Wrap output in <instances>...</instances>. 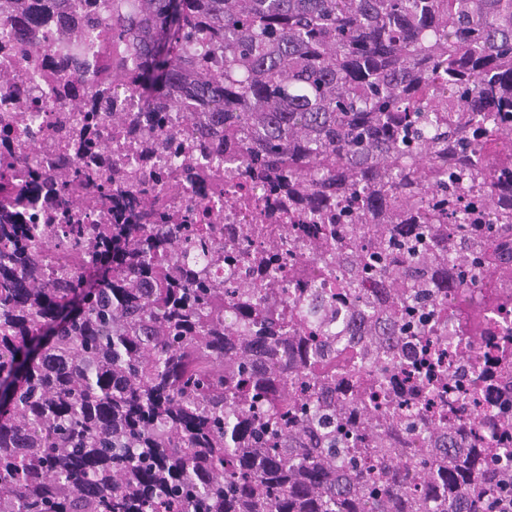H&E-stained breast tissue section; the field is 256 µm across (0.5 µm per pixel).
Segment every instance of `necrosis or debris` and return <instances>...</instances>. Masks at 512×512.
Wrapping results in <instances>:
<instances>
[{
  "instance_id": "obj_1",
  "label": "necrosis or debris",
  "mask_w": 512,
  "mask_h": 512,
  "mask_svg": "<svg viewBox=\"0 0 512 512\" xmlns=\"http://www.w3.org/2000/svg\"><path fill=\"white\" fill-rule=\"evenodd\" d=\"M112 0H35L31 9L15 10L12 0H0V163L6 175L24 182L30 189V203L21 207L25 224H44L49 212L46 196L62 195L52 177L62 168L81 162L78 149L84 139L81 125L69 122L73 97L84 100V109L101 114L98 143L104 165L116 164L127 171L141 172L140 141L126 138L104 121L106 112L142 111L138 94L112 88V52L117 46L112 35ZM28 64L25 82L13 79L20 64ZM205 200L221 224H245L250 214L225 210L221 200L207 196L200 184L169 173L162 201L171 210L183 212L189 203ZM512 293V280H487L479 287L463 290L449 282L442 291L455 318L441 323L438 336L444 347H430L441 354L449 370L460 372V391L476 402L457 429L445 441L452 448L466 447L476 436L489 433L483 414L490 398L474 393L472 382L491 366L494 350L476 342L466 359L459 361L454 345L461 336V320L481 313L485 321L512 322V310L494 306L497 294Z\"/></svg>"
}]
</instances>
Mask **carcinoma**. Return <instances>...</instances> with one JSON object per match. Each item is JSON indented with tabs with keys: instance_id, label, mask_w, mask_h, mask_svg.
Instances as JSON below:
<instances>
[{
	"instance_id": "1",
	"label": "carcinoma",
	"mask_w": 512,
	"mask_h": 512,
	"mask_svg": "<svg viewBox=\"0 0 512 512\" xmlns=\"http://www.w3.org/2000/svg\"><path fill=\"white\" fill-rule=\"evenodd\" d=\"M112 33L141 49L113 85L149 108L178 80L223 124L224 207L260 186L288 224L232 243L79 166L63 205L112 201V223L19 241L0 208V512H512V398L488 409L502 448L409 456L391 430L451 417L379 412L390 346L355 353L313 303L334 284L399 337L448 268L465 290L505 274L512 0H123ZM450 224L475 248L428 254ZM376 278L390 298L358 302Z\"/></svg>"
}]
</instances>
